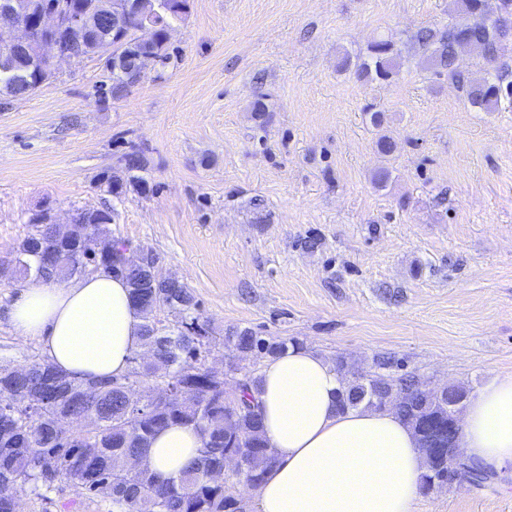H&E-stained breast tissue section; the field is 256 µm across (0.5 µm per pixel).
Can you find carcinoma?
Masks as SVG:
<instances>
[{
  "instance_id": "1",
  "label": "carcinoma",
  "mask_w": 512,
  "mask_h": 512,
  "mask_svg": "<svg viewBox=\"0 0 512 512\" xmlns=\"http://www.w3.org/2000/svg\"><path fill=\"white\" fill-rule=\"evenodd\" d=\"M18 9L34 17L53 9L59 0H15ZM170 0H137V17L116 26L109 14L117 0H69L78 12L88 15L83 35L84 56L101 58L103 44L110 43L133 58L152 56L163 64L171 59L167 27L184 21L190 0L182 9L167 13ZM482 0H453L448 23L422 26L406 44L435 74L448 77L476 112H497L512 107V0H493L494 18L481 16ZM141 22L156 25L151 42L137 40L134 28ZM45 34L7 55L0 49V100L8 104L33 94L50 79L41 70ZM483 59L489 68L466 74L459 69V49ZM402 49L389 37L373 39L366 54L345 56L340 69L360 81L386 82L399 68ZM109 92L119 100L129 95L135 82L104 68ZM144 166L140 157H128L125 169L109 175L108 193L120 197L132 175ZM109 207L79 209L63 232L51 221L46 207L30 220V229L18 243L14 259L0 260V275L10 273L23 281L32 275L43 281L84 275L87 267L119 274L143 314L142 347L153 359L141 361L127 374L94 380L95 395L82 398L85 382L75 381L43 358L24 365L0 362V512H18V493L28 489L46 500L61 485L79 496H93L111 512H238V500L213 475L224 472L229 457L238 460L245 482L257 484L276 461L262 432L260 375L244 371L237 386L227 390L206 365V353L214 342L208 321L199 313L194 292L185 283L162 273L157 266H123L129 244L112 236ZM171 315L168 326L157 325V312ZM223 345L239 360L269 359L283 354L297 339L262 337L252 329L231 327ZM394 361L374 362V369L355 371L338 357L334 368L341 377L342 409L363 405L394 411L419 437L427 450L428 472L422 492L428 494L448 477V403L467 399L469 391L456 384L446 389L425 385L417 375L387 372ZM162 383L171 390L168 399L151 396L138 406L129 402L121 385L136 387L146 381ZM170 425L194 427L201 447L194 463L177 479L162 480L148 469H129V460L145 455L154 434ZM470 481L481 490L489 470L470 461Z\"/></svg>"
}]
</instances>
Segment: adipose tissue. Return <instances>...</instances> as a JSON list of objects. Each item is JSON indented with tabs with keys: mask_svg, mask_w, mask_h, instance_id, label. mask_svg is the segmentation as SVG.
I'll return each instance as SVG.
<instances>
[{
	"mask_svg": "<svg viewBox=\"0 0 512 512\" xmlns=\"http://www.w3.org/2000/svg\"><path fill=\"white\" fill-rule=\"evenodd\" d=\"M16 336L38 339L45 358L70 378L125 374L141 348L142 317L122 277L106 272L34 282L7 309ZM263 431L276 456L251 491L257 512H411L427 467L414 431L389 410L339 411L342 383L308 347L265 361ZM201 446L189 426L159 432L146 462L178 477ZM459 446L472 460L512 468V372H498L469 398Z\"/></svg>",
	"mask_w": 512,
	"mask_h": 512,
	"instance_id": "ef3b65f1",
	"label": "adipose tissue"
}]
</instances>
